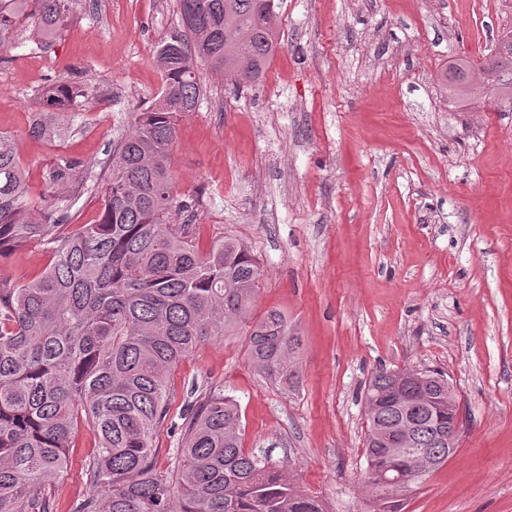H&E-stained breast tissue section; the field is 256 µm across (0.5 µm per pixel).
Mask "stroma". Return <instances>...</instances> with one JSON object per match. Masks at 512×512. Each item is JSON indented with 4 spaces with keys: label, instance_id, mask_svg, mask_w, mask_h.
Segmentation results:
<instances>
[{
    "label": "stroma",
    "instance_id": "stroma-1",
    "mask_svg": "<svg viewBox=\"0 0 512 512\" xmlns=\"http://www.w3.org/2000/svg\"><path fill=\"white\" fill-rule=\"evenodd\" d=\"M281 46L262 82L207 65L206 95L180 120L176 196L195 200L200 248L229 235L262 269L256 312L301 337L285 389L247 360L246 336L201 344L169 382L170 416L208 386L241 415L242 446L269 450L327 512H370L364 388L378 371L439 369L458 399L455 453L401 512H512V107L442 90L452 60L480 61L500 0H276ZM175 0H77L43 51L0 62V132L34 190L57 155L102 172L163 86L154 63L178 30ZM94 97L65 137L29 134L51 80ZM49 253L0 258V277H39ZM95 445L80 430L56 487L72 512Z\"/></svg>",
    "mask_w": 512,
    "mask_h": 512
}]
</instances>
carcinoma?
<instances>
[{
  "instance_id": "1",
  "label": "carcinoma",
  "mask_w": 512,
  "mask_h": 512,
  "mask_svg": "<svg viewBox=\"0 0 512 512\" xmlns=\"http://www.w3.org/2000/svg\"><path fill=\"white\" fill-rule=\"evenodd\" d=\"M73 0H0V47L24 28L40 49L71 17ZM181 30L162 42L164 76L152 104L132 113L112 146L95 224L67 223L99 177L60 155L30 193L13 137L0 133V258L29 242L51 254L31 281L0 280V512H56L54 487L73 434L96 445L89 488L73 512H324L263 449L242 448L236 403L219 389L187 402L169 421L170 373L205 341L247 326L250 363L285 385L296 377L298 332L271 309L255 315L261 270L253 249L224 236L202 251L192 205L178 199L168 168L179 118L199 109V62L239 81L261 80L281 47L275 0H177ZM461 59L445 76L448 97L472 95ZM483 85L512 101V24L480 64ZM87 87L49 82L31 136L54 140ZM403 392L409 400L391 402ZM457 410L438 371H379L365 394L367 481L373 512H400L397 442L448 461V415ZM179 432L172 470L160 473L156 431Z\"/></svg>"
}]
</instances>
